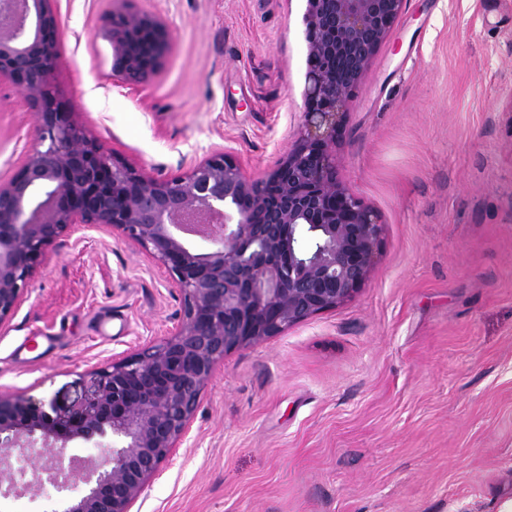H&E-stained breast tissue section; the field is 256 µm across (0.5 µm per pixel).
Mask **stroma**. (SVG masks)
Wrapping results in <instances>:
<instances>
[{"mask_svg": "<svg viewBox=\"0 0 512 512\" xmlns=\"http://www.w3.org/2000/svg\"><path fill=\"white\" fill-rule=\"evenodd\" d=\"M57 88L102 150L159 178L226 152L271 170L302 123L305 0H128L171 31L140 88L112 74L113 0H52ZM36 117L0 78V181ZM382 223L363 288L225 355L132 512H500L512 500V0H408L337 150ZM182 300L86 224L0 324V393L67 413L93 371L173 334ZM59 346L23 361L24 337Z\"/></svg>", "mask_w": 512, "mask_h": 512, "instance_id": "35a3bbf8", "label": "stroma"}]
</instances>
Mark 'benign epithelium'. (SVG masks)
<instances>
[{"label": "benign epithelium", "mask_w": 512, "mask_h": 512, "mask_svg": "<svg viewBox=\"0 0 512 512\" xmlns=\"http://www.w3.org/2000/svg\"><path fill=\"white\" fill-rule=\"evenodd\" d=\"M306 2L307 56L322 65L307 71L288 153L256 176L217 153L159 179L103 152L71 118L55 89L62 30L51 0H0V77L37 117L32 148L0 181V324L74 224L136 243L182 295L177 332L96 371L94 393L68 414L0 396V462L10 467L1 498L82 482L87 491L64 512H131L186 436L225 355L336 309L367 281L382 225L341 182L337 149L350 102L407 0ZM105 34L114 76L130 87L155 79L170 38L158 18L116 8ZM77 439L101 453L67 457Z\"/></svg>", "instance_id": "1"}]
</instances>
